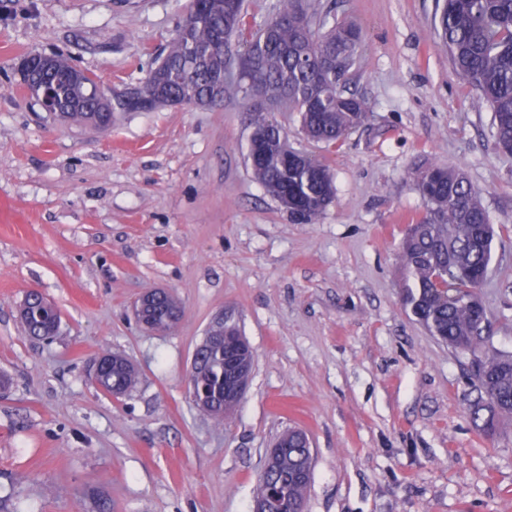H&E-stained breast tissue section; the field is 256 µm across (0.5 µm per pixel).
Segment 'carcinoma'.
Here are the masks:
<instances>
[{
  "label": "carcinoma",
  "mask_w": 512,
  "mask_h": 512,
  "mask_svg": "<svg viewBox=\"0 0 512 512\" xmlns=\"http://www.w3.org/2000/svg\"><path fill=\"white\" fill-rule=\"evenodd\" d=\"M432 30L436 47L471 90L472 105L491 110L494 136L512 152V0H442ZM361 43L355 23L336 19L330 10L318 13L307 0H275L271 19L256 32L247 21L244 0H189L167 55L148 74L152 108L171 100L215 108L234 90L298 113L307 137L334 148L370 118L368 102L342 90ZM68 66L60 58L54 69L33 68L23 82L35 91L55 70ZM228 67L238 69V82H224ZM68 93L72 98L58 118L74 126L102 127L98 102L105 93L98 83L87 77ZM245 151L257 184L279 201L288 198V211L301 222L320 220L335 195L328 165L291 149L287 133L274 121L251 119ZM413 179L425 212L408 226L399 247L402 301L431 335L472 356L478 398L469 402L468 412L490 434L499 420L512 417V354L488 344L490 319L477 290L489 276L495 238L512 229L490 224L463 170L431 163L417 168ZM172 315L169 300L162 299L152 328L169 330ZM23 327L32 339L59 330L36 316L24 320ZM194 381L222 388L221 344L200 350ZM98 383L119 398L136 388L139 374L132 362L118 363ZM202 411L222 425L234 408L221 407L213 396ZM284 437L274 459L263 462L259 481L279 494L274 512H305L312 479L309 439L296 428Z\"/></svg>",
  "instance_id": "carcinoma-1"
}]
</instances>
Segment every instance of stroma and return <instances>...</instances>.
<instances>
[{"label":"stroma","instance_id":"stroma-1","mask_svg":"<svg viewBox=\"0 0 512 512\" xmlns=\"http://www.w3.org/2000/svg\"><path fill=\"white\" fill-rule=\"evenodd\" d=\"M186 0H0V506L5 512H253L264 451L291 427L313 453L305 512H512V420L472 423L470 355L406 310L398 247L425 206L411 178L459 167L489 220L512 224V154L492 113L433 45L437 0H315L363 44L348 88L369 125L336 149L273 112L288 143L329 165L336 197L301 223L252 179L241 95L68 125L25 89L19 64L59 54L106 93L169 50ZM478 294L512 352V236ZM151 288L183 308L167 333L132 307ZM61 313L34 341L19 305ZM234 314L255 354L246 395L217 427L191 401L192 354ZM141 383L116 399L91 377L103 351Z\"/></svg>","mask_w":512,"mask_h":512}]
</instances>
